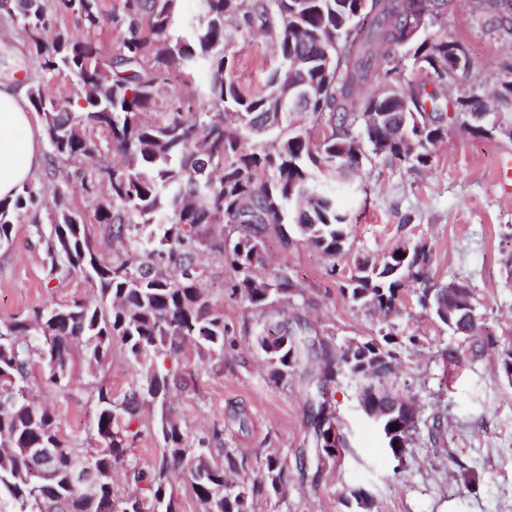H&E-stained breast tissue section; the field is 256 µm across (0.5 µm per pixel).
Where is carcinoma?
<instances>
[{
    "mask_svg": "<svg viewBox=\"0 0 512 512\" xmlns=\"http://www.w3.org/2000/svg\"><path fill=\"white\" fill-rule=\"evenodd\" d=\"M79 13L76 33L57 32L44 38L56 17L43 0H0V10L17 20L22 38L35 49L39 67L48 73L68 72L80 86L81 110L59 104L42 82L28 90L32 109L42 114L49 147L45 176L58 178L71 162L93 161L97 144L90 131L107 132L112 148L124 158L105 172L108 198L98 202L96 220L128 252L143 247L141 229L150 227L161 249L152 264L131 266L127 260L105 262L93 249L87 225L69 207V178L57 183L55 213L49 229L38 224L36 209L46 205L41 188L27 184L14 198L0 199V245L12 239L14 221L32 214L39 242L50 259L48 275L60 265L94 282L96 296L38 310L30 319L0 321V512H176V479H188L200 512H250L257 497L278 493L288 483V465L276 453L265 458L266 482L236 489L228 475L240 468L236 453L196 438L167 406L171 388L181 375L166 361H175L181 344L195 342L202 356L224 357L229 328L224 315L213 311L198 286L205 272L199 246L225 252L234 266H264L265 231L294 224L302 241L332 260L347 254L349 216L338 208V193L356 168L348 148L364 139L372 154L391 162L426 164L448 134L447 104L438 89L405 79L391 51L405 50L415 64L433 71L448 63V46L429 37L405 41L409 17L432 9L448 10V0H202L190 37H175L179 0H122V12L107 15L99 0H62ZM111 25L117 46L103 57L92 34ZM269 39L273 63L265 85L250 90L238 81L236 45L254 30ZM301 67L314 93L301 112L311 124L280 114L279 103L292 65ZM187 83L207 74L202 99L207 120L195 121L199 98L168 94L172 72ZM464 100L453 103L464 127L485 132V122L512 121L511 112H491L481 119L463 112ZM267 127L270 139L255 140L252 128ZM236 224L234 240L202 243L201 228ZM407 256L392 249L380 260L353 262L347 294L357 304L389 319L398 312L409 282H428L431 248L409 246ZM293 283L277 269L263 278L247 276L231 286L251 307L264 309L288 303ZM419 305L463 342L476 346L494 341L473 323V296L465 284L451 281L422 289ZM255 337L277 381L295 374L302 355L315 352L323 367L309 385L318 397L314 414L316 451L330 464L342 449L330 443L319 417L330 407L326 384L342 367L356 374L359 396L399 398L389 368L356 372L359 360L337 354L327 345L315 347L288 323ZM392 323L382 340L363 343L370 355L389 361L395 354ZM123 347L145 376L143 401L161 408L164 448L152 470L127 460L139 418L133 402L117 401L100 385L95 391L96 422L86 442L61 434L56 414L45 405L25 400L35 365L49 391L69 388L74 356L90 367L104 365L114 345ZM387 450L402 459L416 430L401 415L380 418ZM33 448H58L50 479L27 480ZM95 470L122 469L134 497L118 493L108 480L85 497L69 482L75 460Z\"/></svg>",
    "mask_w": 512,
    "mask_h": 512,
    "instance_id": "cac0c4a2",
    "label": "carcinoma"
}]
</instances>
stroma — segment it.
<instances>
[{
    "label": "stroma",
    "instance_id": "obj_1",
    "mask_svg": "<svg viewBox=\"0 0 512 512\" xmlns=\"http://www.w3.org/2000/svg\"><path fill=\"white\" fill-rule=\"evenodd\" d=\"M427 33L459 41L470 60L469 69L458 72L448 88V98H486L512 74V32L492 27L476 0H453ZM237 50L239 81L262 87L268 78V41L251 35ZM93 138L98 148L93 163L66 167L74 183L68 203L86 221L96 251L109 259L118 247L96 222L95 209L108 189L101 170L116 157L106 133L94 131ZM502 167L512 169V138L468 131L456 122L449 123L445 142L427 165L375 156L365 160L360 173L346 181L341 198L351 217L347 258L332 261L297 239L284 244L278 229H268L266 266L287 268L295 290L288 305L264 313L232 296L229 284L237 274L228 260L204 253L202 286L230 334L220 360L200 358L190 344L182 348L178 359L185 381L173 393L172 407L195 435L219 437L242 457L234 484L259 480L269 453L287 460L283 492L255 498L252 512H353L344 493L358 485L373 494V512H512V382L497 369L499 347L512 344V178L499 180ZM53 211L49 205L37 217L21 216L10 243L0 246V320L28 318L51 304L94 294L93 283L81 274L62 270L53 279L47 274L35 227L50 224ZM419 241L433 248L432 282L467 285L478 321L496 345L472 352L421 310L422 286L409 284L394 319L399 335L394 353L397 384L419 408V433L404 459H394L360 410L354 385L340 379L327 396L345 448L335 465L319 466L305 379L298 374L274 382L255 335L285 320L337 349L352 340L380 339L378 315L342 293L352 258H380L401 243ZM100 385L116 399L137 388L121 346H114L109 363L98 372L76 362L66 392H41L58 415L63 436L84 440L91 435L94 391ZM140 421L142 434L128 457L149 470L163 446L157 410L142 407Z\"/></svg>",
    "mask_w": 512,
    "mask_h": 512
}]
</instances>
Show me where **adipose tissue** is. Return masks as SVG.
I'll return each mask as SVG.
<instances>
[{
    "instance_id": "obj_1",
    "label": "adipose tissue",
    "mask_w": 512,
    "mask_h": 512,
    "mask_svg": "<svg viewBox=\"0 0 512 512\" xmlns=\"http://www.w3.org/2000/svg\"><path fill=\"white\" fill-rule=\"evenodd\" d=\"M27 86L0 77V199L14 197L43 164L41 132L31 116Z\"/></svg>"
}]
</instances>
